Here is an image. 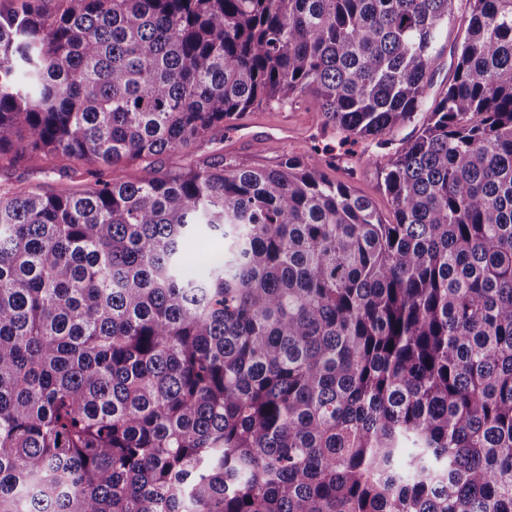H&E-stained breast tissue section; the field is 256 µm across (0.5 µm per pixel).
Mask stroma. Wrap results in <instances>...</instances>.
<instances>
[{"label":"stroma","instance_id":"stroma-1","mask_svg":"<svg viewBox=\"0 0 512 512\" xmlns=\"http://www.w3.org/2000/svg\"><path fill=\"white\" fill-rule=\"evenodd\" d=\"M467 23L464 12H457L443 34L440 66L429 89V99H438L448 87L456 63L457 47L463 40ZM417 132L409 124L386 135L384 143L347 138L336 128L325 126L324 118L312 98L306 97L285 107H262L248 112L235 126L218 127L210 136L187 148L133 161L114 169L117 177L132 179L150 166L165 173L186 164H204L217 157L236 158L247 164H268L298 154L330 179L347 183L358 194L371 199L383 217H390V207L378 175L379 165L402 148ZM370 155L374 164L363 163ZM100 171L95 164L62 154L37 163L0 162V189L22 188L43 195L78 190L94 183Z\"/></svg>","mask_w":512,"mask_h":512}]
</instances>
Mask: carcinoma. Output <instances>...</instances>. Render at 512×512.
I'll return each instance as SVG.
<instances>
[{
	"label": "carcinoma",
	"instance_id": "1",
	"mask_svg": "<svg viewBox=\"0 0 512 512\" xmlns=\"http://www.w3.org/2000/svg\"><path fill=\"white\" fill-rule=\"evenodd\" d=\"M18 0L0 157L107 169L311 94L291 155L0 192V512H512V0ZM222 253L187 271L185 244ZM464 7L459 9L455 15L454 21L448 26V33L446 31L440 41L442 54L440 59L439 69L435 72L431 81V87L428 93L429 103L431 104L435 99H439L442 92L448 87V82L453 76V70L456 63L457 47L463 40L467 22L465 21ZM236 126L216 128L210 136L188 148L133 161L112 170V177L132 179L141 169L151 166L160 173L184 165L204 164L219 156L233 157L247 164L273 165L285 156L301 154L311 166L330 179L347 183L360 195L371 199L387 220L391 218L387 197L378 175V167L359 158L372 155L378 165L402 148L417 132L414 124L394 129L382 145L377 141L347 138L346 134L324 124L311 96L285 107H262L248 112Z\"/></svg>",
	"mask_w": 512,
	"mask_h": 512
}]
</instances>
